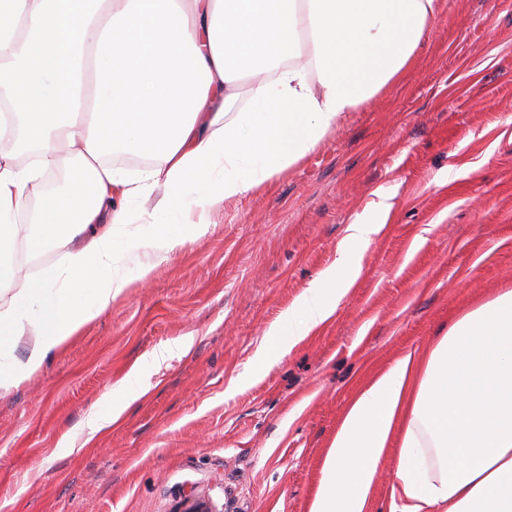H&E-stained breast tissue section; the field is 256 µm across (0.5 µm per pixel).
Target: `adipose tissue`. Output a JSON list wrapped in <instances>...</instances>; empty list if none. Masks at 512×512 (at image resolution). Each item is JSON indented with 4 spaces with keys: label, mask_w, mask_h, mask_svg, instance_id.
Returning <instances> with one entry per match:
<instances>
[{
    "label": "adipose tissue",
    "mask_w": 512,
    "mask_h": 512,
    "mask_svg": "<svg viewBox=\"0 0 512 512\" xmlns=\"http://www.w3.org/2000/svg\"><path fill=\"white\" fill-rule=\"evenodd\" d=\"M438 0H0V390L18 386L156 260L204 236L219 206L304 159L347 113L396 82ZM250 106L227 117L241 79ZM149 158L132 172L112 148ZM68 174L30 219L48 171ZM93 199L71 203L85 190ZM381 230L353 224L334 266L268 332L279 359L332 316ZM62 248L42 277L26 254ZM33 337L25 358L20 337ZM145 392L139 373L113 413ZM392 512H512V289L462 314L427 358L406 352L349 402L310 512H366L389 448Z\"/></svg>",
    "instance_id": "ef3b65f1"
}]
</instances>
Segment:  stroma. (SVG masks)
Listing matches in <instances>:
<instances>
[{"instance_id": "stroma-1", "label": "stroma", "mask_w": 512, "mask_h": 512, "mask_svg": "<svg viewBox=\"0 0 512 512\" xmlns=\"http://www.w3.org/2000/svg\"><path fill=\"white\" fill-rule=\"evenodd\" d=\"M382 222L332 317L282 359L266 333ZM512 288V0H440L398 84L133 282L0 390V512H309L370 373ZM170 349L161 364L155 352ZM140 368L148 392L85 422Z\"/></svg>"}]
</instances>
